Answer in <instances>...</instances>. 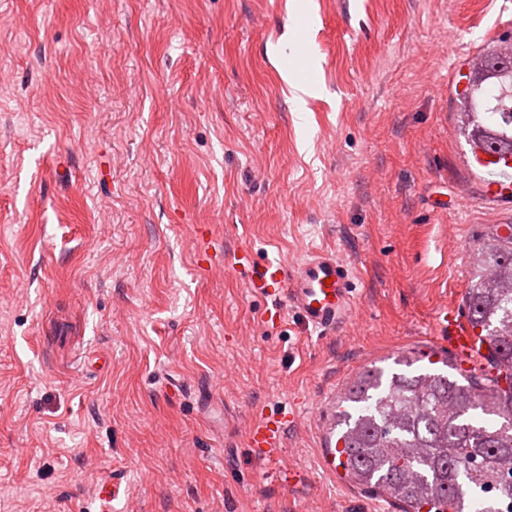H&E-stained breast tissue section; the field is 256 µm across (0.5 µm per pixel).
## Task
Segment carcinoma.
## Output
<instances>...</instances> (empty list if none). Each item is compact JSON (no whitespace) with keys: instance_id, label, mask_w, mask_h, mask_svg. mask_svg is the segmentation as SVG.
Returning <instances> with one entry per match:
<instances>
[{"instance_id":"cac0c4a2","label":"carcinoma","mask_w":512,"mask_h":512,"mask_svg":"<svg viewBox=\"0 0 512 512\" xmlns=\"http://www.w3.org/2000/svg\"><path fill=\"white\" fill-rule=\"evenodd\" d=\"M460 112L472 153L512 156V41L493 42L469 64ZM464 297L480 330L481 373L456 368L367 371L336 404L345 475L401 504L402 512H512V232L494 230L471 253Z\"/></svg>"}]
</instances>
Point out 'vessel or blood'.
<instances>
[{
    "label": "vessel or blood",
    "mask_w": 512,
    "mask_h": 512,
    "mask_svg": "<svg viewBox=\"0 0 512 512\" xmlns=\"http://www.w3.org/2000/svg\"><path fill=\"white\" fill-rule=\"evenodd\" d=\"M477 162L490 173L484 185V201L497 205L512 201V159L479 153ZM229 261L244 278L249 293L269 301L265 322H282L287 314L296 315L306 325L331 334L351 322L356 314L354 277L335 251L313 250L303 261L291 265L278 258L256 259L251 250L234 251ZM438 334L447 335L448 347L464 369L479 359L475 330L451 307L434 319ZM294 413L265 415L251 427L248 445L259 459L281 453L285 432L294 423Z\"/></svg>",
    "instance_id": "b4317fda"
}]
</instances>
